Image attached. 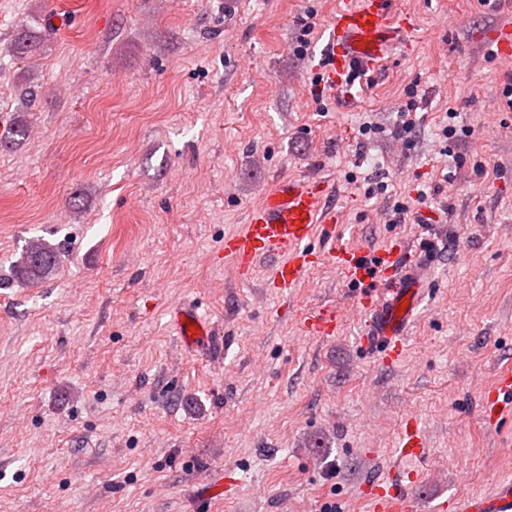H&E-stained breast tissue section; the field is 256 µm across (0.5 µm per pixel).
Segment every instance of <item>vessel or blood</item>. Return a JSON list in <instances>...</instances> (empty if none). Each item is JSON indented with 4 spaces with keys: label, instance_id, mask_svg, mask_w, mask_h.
Listing matches in <instances>:
<instances>
[{
    "label": "vessel or blood",
    "instance_id": "b4317fda",
    "mask_svg": "<svg viewBox=\"0 0 512 512\" xmlns=\"http://www.w3.org/2000/svg\"><path fill=\"white\" fill-rule=\"evenodd\" d=\"M413 28L412 19L394 9L393 0H342L323 32L320 57L328 88L346 87L353 77L381 66ZM326 195L321 181L277 182L251 212L244 230L225 236L224 254L245 275L257 262L275 260L272 283L285 293L299 286L312 263L332 264L347 284L362 289L358 303L368 315L363 350L379 360L397 362L407 328L430 287L426 262L398 241L375 252L334 246L336 226L324 208ZM301 319L310 335L320 337L332 335L339 322L336 311L327 309L302 314ZM170 322L186 352L212 350L214 325L197 305L183 302L172 307ZM480 408L493 424L512 411L511 370L501 372L495 385L483 392ZM399 448L408 459L422 455L415 420H408ZM367 486L372 512H418L417 498L399 473L369 478ZM455 512H512V480L499 482L489 495L459 501Z\"/></svg>",
    "mask_w": 512,
    "mask_h": 512
}]
</instances>
